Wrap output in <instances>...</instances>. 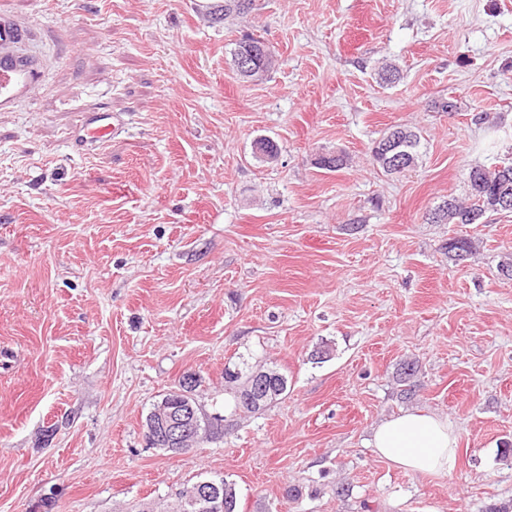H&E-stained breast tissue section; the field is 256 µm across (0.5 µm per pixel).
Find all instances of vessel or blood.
<instances>
[{
    "label": "vessel or blood",
    "instance_id": "vessel-or-blood-1",
    "mask_svg": "<svg viewBox=\"0 0 512 512\" xmlns=\"http://www.w3.org/2000/svg\"><path fill=\"white\" fill-rule=\"evenodd\" d=\"M27 29L11 15H0V109L28 98L40 81L41 64L26 47ZM124 124L119 114L99 109L86 113L79 137L103 142L117 135Z\"/></svg>",
    "mask_w": 512,
    "mask_h": 512
}]
</instances>
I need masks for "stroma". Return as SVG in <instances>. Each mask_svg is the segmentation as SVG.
<instances>
[{"label": "stroma", "instance_id": "35a3bbf8", "mask_svg": "<svg viewBox=\"0 0 512 512\" xmlns=\"http://www.w3.org/2000/svg\"><path fill=\"white\" fill-rule=\"evenodd\" d=\"M0 11L43 64L41 86L0 112V512L48 497L53 512H171L211 476L235 483L239 512L512 500V213L428 219L468 195L470 167L512 154V0H252L221 20L207 0ZM248 36L279 60L259 81L232 68ZM385 62L395 84L375 78ZM448 99L456 111L438 110ZM98 106L124 132L71 141ZM400 124L423 148L389 175L370 148ZM258 138L276 162L254 156ZM339 151L349 165L319 168ZM452 238L471 241L465 260ZM242 358L288 379L247 419L224 392ZM186 374L225 429L174 456L147 447L143 424ZM412 408L454 428L448 474L374 454L373 426Z\"/></svg>", "mask_w": 512, "mask_h": 512}]
</instances>
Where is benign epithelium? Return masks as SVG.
<instances>
[{
	"mask_svg": "<svg viewBox=\"0 0 512 512\" xmlns=\"http://www.w3.org/2000/svg\"><path fill=\"white\" fill-rule=\"evenodd\" d=\"M235 70L241 75H250L258 79L263 72L253 64V58L242 55L234 61ZM192 378L185 377L178 384L179 401L176 405L171 400H162L147 417L143 426L145 439L164 441L166 449L181 454L204 439L199 429L197 409L191 388ZM269 374L265 371L254 373L249 385L241 393L243 404L251 411H259L270 394ZM231 504L224 500V485L212 480L195 483L188 497L189 512H227Z\"/></svg>",
	"mask_w": 512,
	"mask_h": 512,
	"instance_id": "obj_1",
	"label": "benign epithelium"
}]
</instances>
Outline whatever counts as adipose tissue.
Wrapping results in <instances>:
<instances>
[{
  "instance_id": "ef3b65f1",
  "label": "adipose tissue",
  "mask_w": 512,
  "mask_h": 512,
  "mask_svg": "<svg viewBox=\"0 0 512 512\" xmlns=\"http://www.w3.org/2000/svg\"><path fill=\"white\" fill-rule=\"evenodd\" d=\"M371 444L394 468L418 475L447 473L457 459V438L447 420L421 410L381 421L372 431Z\"/></svg>"
}]
</instances>
